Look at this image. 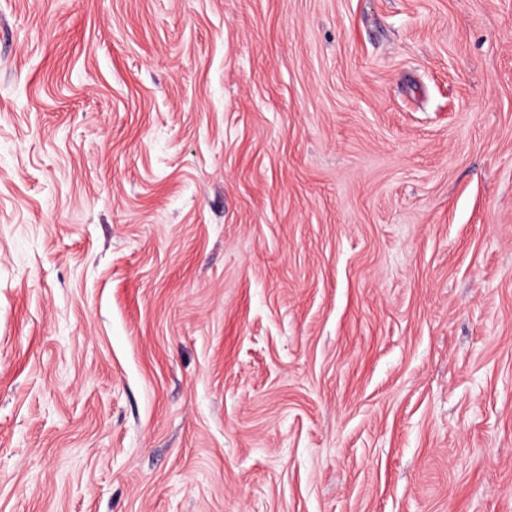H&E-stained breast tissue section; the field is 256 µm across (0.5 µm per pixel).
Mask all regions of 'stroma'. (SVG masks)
Segmentation results:
<instances>
[{
	"label": "stroma",
	"instance_id": "stroma-1",
	"mask_svg": "<svg viewBox=\"0 0 512 512\" xmlns=\"http://www.w3.org/2000/svg\"><path fill=\"white\" fill-rule=\"evenodd\" d=\"M0 512H512V0H0Z\"/></svg>",
	"mask_w": 512,
	"mask_h": 512
}]
</instances>
